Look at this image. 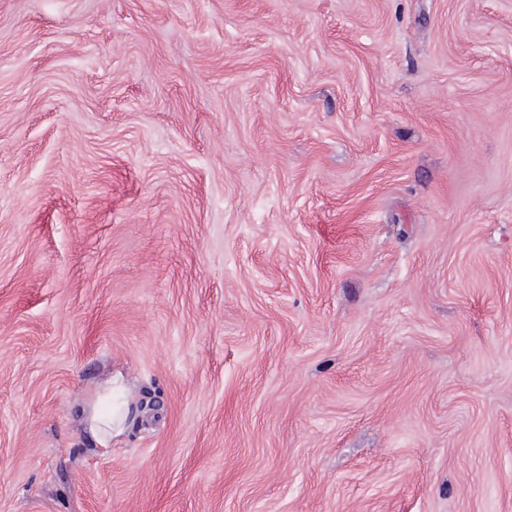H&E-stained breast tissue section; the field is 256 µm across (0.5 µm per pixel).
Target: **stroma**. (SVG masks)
<instances>
[{
  "mask_svg": "<svg viewBox=\"0 0 512 512\" xmlns=\"http://www.w3.org/2000/svg\"><path fill=\"white\" fill-rule=\"evenodd\" d=\"M0 512H512V0H0ZM136 411V402L120 376L101 385L94 400L82 410L89 433L102 448H111L112 439L124 434Z\"/></svg>",
  "mask_w": 512,
  "mask_h": 512,
  "instance_id": "obj_1",
  "label": "stroma"
}]
</instances>
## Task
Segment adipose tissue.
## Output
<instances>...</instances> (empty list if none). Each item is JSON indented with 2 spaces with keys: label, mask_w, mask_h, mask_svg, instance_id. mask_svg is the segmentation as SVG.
Returning <instances> with one entry per match:
<instances>
[{
  "label": "adipose tissue",
  "mask_w": 512,
  "mask_h": 512,
  "mask_svg": "<svg viewBox=\"0 0 512 512\" xmlns=\"http://www.w3.org/2000/svg\"><path fill=\"white\" fill-rule=\"evenodd\" d=\"M136 411L124 380L115 376L101 385L94 400L86 406L85 424L97 443L108 448L114 438L124 434Z\"/></svg>",
  "instance_id": "1"
}]
</instances>
